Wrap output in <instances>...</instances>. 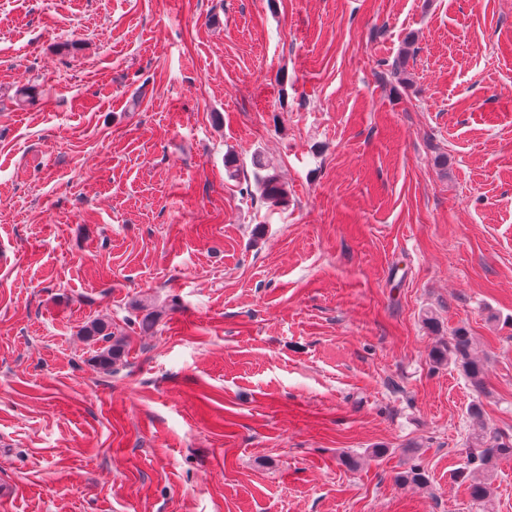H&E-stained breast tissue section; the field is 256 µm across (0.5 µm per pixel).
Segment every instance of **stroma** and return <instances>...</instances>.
Returning <instances> with one entry per match:
<instances>
[{"label":"stroma","instance_id":"35a3bbf8","mask_svg":"<svg viewBox=\"0 0 512 512\" xmlns=\"http://www.w3.org/2000/svg\"><path fill=\"white\" fill-rule=\"evenodd\" d=\"M476 399L512 438V0H0V512H474ZM255 186L260 199L269 207H284L288 204V190L280 181L279 175L264 165L256 163ZM264 172V173H263ZM108 330L107 323L94 322L88 327L86 334L95 344H102L97 348L95 355L99 368L112 373L114 366L121 361L123 351L121 339H116L112 331ZM429 357L433 363L453 365L477 391L484 390L486 359L475 352L473 337L464 327L455 328L448 342L435 345Z\"/></svg>","mask_w":512,"mask_h":512}]
</instances>
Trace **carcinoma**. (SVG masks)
<instances>
[{
	"label": "carcinoma",
	"mask_w": 512,
	"mask_h": 512,
	"mask_svg": "<svg viewBox=\"0 0 512 512\" xmlns=\"http://www.w3.org/2000/svg\"><path fill=\"white\" fill-rule=\"evenodd\" d=\"M255 186L260 199L270 207H284L288 205V190L280 181L279 175L264 165L255 164ZM87 337L94 343L100 344L96 350V361L99 368L112 372L122 357V341L115 338L109 331L105 322H94L86 330ZM429 357L436 364H450L461 372L479 392L484 390L486 373V359L479 356L474 349L473 337L463 327L455 328L448 341L435 345ZM469 442L474 452L471 462L478 463L475 468L465 466L457 471V478L467 485L472 504L477 512H493L491 492L487 482L481 475L488 474L497 464V461L512 457V439L496 438L488 440L483 432H473ZM405 485H424L427 482L426 474L417 465L409 467L400 475Z\"/></svg>",
	"instance_id": "cac0c4a2"
}]
</instances>
